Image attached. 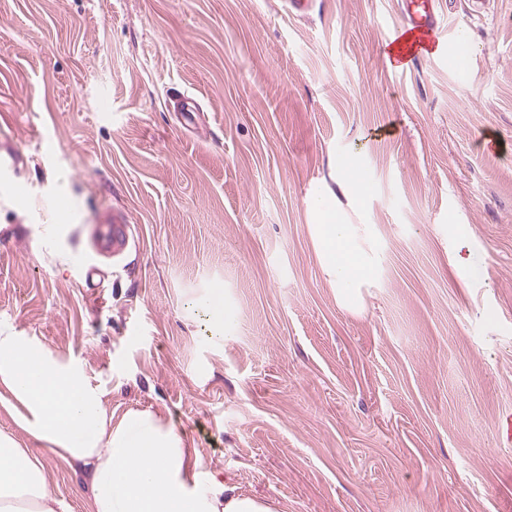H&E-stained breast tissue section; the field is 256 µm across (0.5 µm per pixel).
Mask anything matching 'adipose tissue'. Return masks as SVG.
I'll return each mask as SVG.
<instances>
[{
  "label": "adipose tissue",
  "mask_w": 512,
  "mask_h": 512,
  "mask_svg": "<svg viewBox=\"0 0 512 512\" xmlns=\"http://www.w3.org/2000/svg\"><path fill=\"white\" fill-rule=\"evenodd\" d=\"M321 263L340 303L357 308L369 263L338 214L315 228ZM0 389L17 431L43 446L22 447L0 430V512H67L50 488L46 461L84 470L89 512H277L274 503L205 473L184 436L151 411L114 418L83 367L0 323Z\"/></svg>",
  "instance_id": "ef3b65f1"
}]
</instances>
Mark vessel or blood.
Listing matches in <instances>:
<instances>
[{
  "label": "vessel or blood",
  "instance_id": "b4317fda",
  "mask_svg": "<svg viewBox=\"0 0 512 512\" xmlns=\"http://www.w3.org/2000/svg\"><path fill=\"white\" fill-rule=\"evenodd\" d=\"M404 27L411 34L410 43L399 45L394 55L396 63H404L412 53L438 50L447 53L454 67L466 69L469 59L454 42L445 38L446 26L441 19L436 0H405ZM96 254L109 256L122 250L128 241V220L121 213H106L91 229Z\"/></svg>",
  "mask_w": 512,
  "mask_h": 512
}]
</instances>
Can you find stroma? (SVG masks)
Segmentation results:
<instances>
[{"label": "stroma", "mask_w": 512, "mask_h": 512, "mask_svg": "<svg viewBox=\"0 0 512 512\" xmlns=\"http://www.w3.org/2000/svg\"><path fill=\"white\" fill-rule=\"evenodd\" d=\"M438 9L468 70L392 71L400 0H0L27 186L0 184V321L278 512H512V0ZM323 203L370 264L356 310ZM108 211L129 241L92 292ZM46 466L86 512L84 474ZM322 213V224L315 225L321 263L336 281L340 303L347 309H356L361 300L359 287L368 276V259L355 245L348 224H342L338 214L330 210Z\"/></svg>", "instance_id": "obj_1"}]
</instances>
